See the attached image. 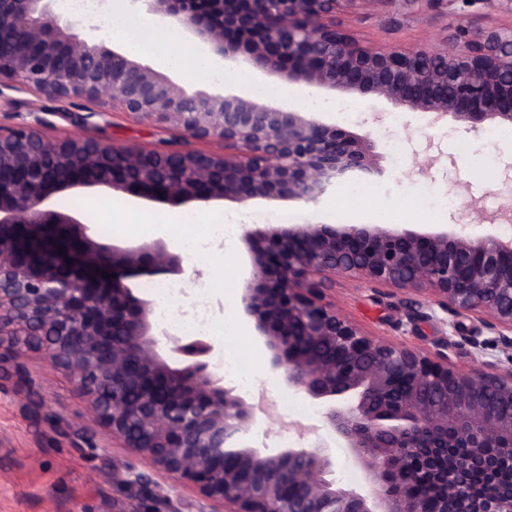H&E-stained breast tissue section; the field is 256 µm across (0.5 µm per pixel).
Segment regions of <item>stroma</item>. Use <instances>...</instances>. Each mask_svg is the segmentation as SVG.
<instances>
[{"label": "stroma", "instance_id": "stroma-1", "mask_svg": "<svg viewBox=\"0 0 512 512\" xmlns=\"http://www.w3.org/2000/svg\"><path fill=\"white\" fill-rule=\"evenodd\" d=\"M127 36L116 40L102 30L95 39L121 51L171 81L215 95L248 97L268 106L303 110L306 99L326 102L316 111L318 120L356 135H370L382 176L363 180L361 189L348 194L339 186L309 202L257 198L246 202L224 198L209 202L171 204L138 199L103 188L80 189L56 195L54 205L77 212L99 244L125 248L156 243L181 259L179 269L156 274L159 282L178 281L186 288L171 312L181 320L197 299H204L215 351L245 360L255 379L254 391L245 401L267 399L274 415L257 414L246 439L260 450L283 447L322 448L334 462V475L343 485L354 487L360 471L350 449L324 422V408L305 394L289 388L283 375L272 369L270 356L242 309L240 289L249 274V261L242 243L248 230L264 229V213L287 215L292 224H380L415 230H441L466 221L477 231L494 234L493 220L500 199L497 195L503 167L512 163V124L505 137L486 139L452 122L430 124L428 119L404 113L400 127L389 128L385 120L393 104L340 90H321L289 84L246 62H209L206 69L190 72L175 65L160 64L151 50L150 36L158 26L155 16L124 6L121 12ZM344 27L375 45L414 47L453 33L457 26L507 28L512 26V0H382L340 13ZM355 105L346 117L330 110L333 101ZM0 125H27L50 140L90 136L113 148L144 150L182 143L179 131L162 130L132 115L100 111L97 104L74 99L66 115L44 95L20 87L0 88ZM399 143L389 153L386 140ZM492 156V167L479 169L471 152ZM450 194L456 204L436 216L430 201ZM166 214L158 224L155 214ZM195 217V230H204L224 219L229 230L222 244L210 251L189 255L181 248L180 227L184 215ZM327 300L370 335L409 346L433 348L447 333V313L426 311L405 294L386 288H371L340 278L325 288ZM40 394L44 407L33 412L32 394ZM132 473L145 474L147 494L134 496L125 483ZM193 491L173 485L148 471L92 419L76 395L74 382L43 356H15L0 349V512H199Z\"/></svg>", "mask_w": 512, "mask_h": 512}]
</instances>
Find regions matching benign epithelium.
Wrapping results in <instances>:
<instances>
[{
    "label": "benign epithelium",
    "instance_id": "7a95c632",
    "mask_svg": "<svg viewBox=\"0 0 512 512\" xmlns=\"http://www.w3.org/2000/svg\"><path fill=\"white\" fill-rule=\"evenodd\" d=\"M214 56L242 59L287 82L372 96L477 134L512 123V27L460 29L416 47L363 42L336 20L359 0H129ZM60 22L55 0H0V84L50 99L84 98L182 131L184 147L116 150L95 138L48 141L0 127V346L45 353L70 373L97 424L134 457L192 489L207 512H512V370L458 367L445 335L424 352L365 334L321 285L357 279L425 298L450 315L478 312L512 361V235L465 225L421 234L391 224H290L247 231L251 273L241 304L288 386L326 404L350 448L358 488L331 478L321 448L262 452L244 436L269 412L208 371L213 345L167 338L125 279L179 266L157 245L96 244L57 193L104 187L181 203L231 198L311 201L381 174L370 136L305 112L177 84ZM64 247L58 253V247Z\"/></svg>",
    "mask_w": 512,
    "mask_h": 512
}]
</instances>
